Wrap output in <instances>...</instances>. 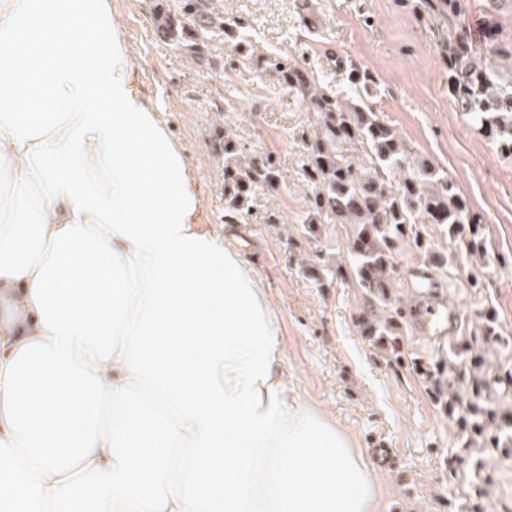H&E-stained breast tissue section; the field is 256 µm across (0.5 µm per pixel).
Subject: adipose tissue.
Returning <instances> with one entry per match:
<instances>
[{
	"label": "adipose tissue",
	"mask_w": 512,
	"mask_h": 512,
	"mask_svg": "<svg viewBox=\"0 0 512 512\" xmlns=\"http://www.w3.org/2000/svg\"><path fill=\"white\" fill-rule=\"evenodd\" d=\"M201 210L112 0H0V512H378Z\"/></svg>",
	"instance_id": "1"
}]
</instances>
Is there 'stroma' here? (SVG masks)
<instances>
[{"label": "stroma", "instance_id": "35a3bbf8", "mask_svg": "<svg viewBox=\"0 0 512 512\" xmlns=\"http://www.w3.org/2000/svg\"><path fill=\"white\" fill-rule=\"evenodd\" d=\"M215 8L243 23L249 57L235 56L218 36L205 49L209 65H200L157 36L149 0H112L136 56L139 86L159 104L197 173L208 223L225 221L221 137L230 136L243 155L276 164L277 184L255 189L237 245L275 299L289 389L352 437L380 487V512H512V453H481L476 478L471 462L448 464L460 432L417 368L436 361L447 342L409 325L395 350L362 334L366 300L349 254L352 230L332 219L308 221L315 114L263 64L278 55L333 95L347 91L349 70L370 76L362 102L399 131L415 163L448 175L482 219L484 259H473L460 243L455 258L433 273L467 335L480 332L477 311L496 310L500 336L483 355L512 366V155L500 152L448 93L447 5L216 0ZM310 16L315 25H307ZM465 22L473 40L493 28L512 46V12L468 0ZM319 43L334 46L343 64L318 55ZM475 277L484 288H472Z\"/></svg>", "mask_w": 512, "mask_h": 512}]
</instances>
